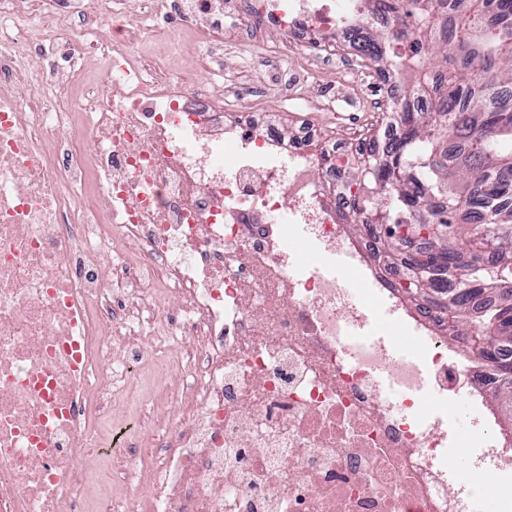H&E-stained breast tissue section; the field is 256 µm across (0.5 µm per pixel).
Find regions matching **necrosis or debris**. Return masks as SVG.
I'll return each instance as SVG.
<instances>
[{"mask_svg": "<svg viewBox=\"0 0 512 512\" xmlns=\"http://www.w3.org/2000/svg\"><path fill=\"white\" fill-rule=\"evenodd\" d=\"M354 4L144 0L134 17L126 0H0V512H512L496 381L436 334L434 307L403 309L362 260L372 233L345 227L361 190L342 175L387 97L360 96L362 119L325 134L305 114L284 148L265 90L218 98L150 50L189 37L216 65L232 49L251 68L298 58L294 100L341 57L364 85ZM339 255L374 308L321 271ZM163 346L186 381L162 440L104 438L130 364L144 374L127 414L161 402ZM462 393L460 433L442 414ZM87 460L122 463L127 492L91 493Z\"/></svg>", "mask_w": 512, "mask_h": 512, "instance_id": "4bbe7bcc", "label": "necrosis or debris"}]
</instances>
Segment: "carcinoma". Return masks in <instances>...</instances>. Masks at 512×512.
I'll list each match as a JSON object with an SVG mask.
<instances>
[{
  "label": "carcinoma",
  "instance_id": "carcinoma-1",
  "mask_svg": "<svg viewBox=\"0 0 512 512\" xmlns=\"http://www.w3.org/2000/svg\"><path fill=\"white\" fill-rule=\"evenodd\" d=\"M370 12H389L400 24L390 34L373 35L362 24L349 27L353 46L366 58L389 65L402 80V92L421 98L435 92L436 71H447L448 89L428 109L390 112L398 130L384 143L362 144V160L349 170L361 189L381 183L376 202L355 207L358 228L376 230L382 246L374 253L404 279L393 287L419 307L432 302L441 311L438 327L458 340L459 326L478 333L496 331L505 310H512V0H466V13L450 19V30L436 32L437 0H361ZM436 226L448 235L426 246L448 255V267L430 276L416 270L410 253L399 247V232ZM480 243L486 263L466 264L460 247ZM512 346V336L492 352L468 345L501 381L494 394L501 413L512 422V374L495 362Z\"/></svg>",
  "mask_w": 512,
  "mask_h": 512
}]
</instances>
